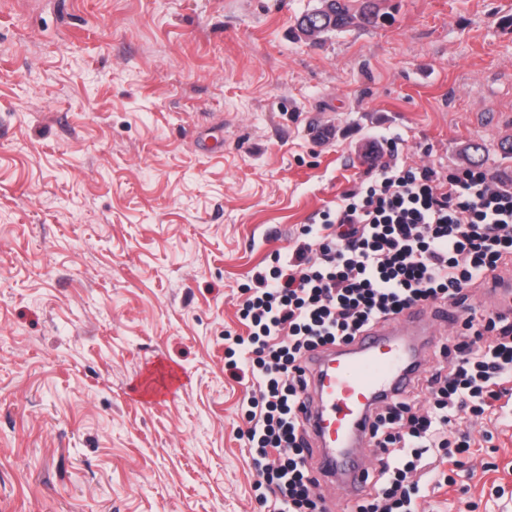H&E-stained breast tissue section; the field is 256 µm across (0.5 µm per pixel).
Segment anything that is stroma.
<instances>
[{
  "mask_svg": "<svg viewBox=\"0 0 512 512\" xmlns=\"http://www.w3.org/2000/svg\"><path fill=\"white\" fill-rule=\"evenodd\" d=\"M0 0V512H258L227 333L253 270L397 163L512 183V0ZM424 512H512L472 418ZM379 0H361V6L357 14L351 13L348 0H326V8L319 14L303 13L297 21L299 33L306 30L307 23L316 24L322 27L320 34L343 32L355 24L370 26L377 22L380 16V9L377 3Z\"/></svg>",
  "mask_w": 512,
  "mask_h": 512,
  "instance_id": "obj_1",
  "label": "stroma"
}]
</instances>
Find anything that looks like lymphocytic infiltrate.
Instances as JSON below:
<instances>
[{
  "label": "lymphocytic infiltrate",
  "instance_id": "obj_1",
  "mask_svg": "<svg viewBox=\"0 0 512 512\" xmlns=\"http://www.w3.org/2000/svg\"><path fill=\"white\" fill-rule=\"evenodd\" d=\"M512 267V189L486 169L374 165L361 191L304 225L292 249L256 271L240 318L247 335L226 349L232 379L250 388L244 445L265 484L264 512H326L314 495L310 432L301 418L309 356L353 342L415 306L459 310L402 399L371 412L375 463L359 512H416L427 466L457 470L468 436L448 428L511 412L512 310L471 313L472 290Z\"/></svg>",
  "mask_w": 512,
  "mask_h": 512
}]
</instances>
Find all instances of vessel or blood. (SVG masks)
Masks as SVG:
<instances>
[{
	"label": "vessel or blood",
	"instance_id": "obj_1",
	"mask_svg": "<svg viewBox=\"0 0 512 512\" xmlns=\"http://www.w3.org/2000/svg\"><path fill=\"white\" fill-rule=\"evenodd\" d=\"M455 317L449 308H415L369 328L352 344L313 356L303 419L319 438L316 468L342 487L347 500L367 490V454L355 440L367 437L371 409L405 397L423 369L419 352L437 339L434 323Z\"/></svg>",
	"mask_w": 512,
	"mask_h": 512
}]
</instances>
